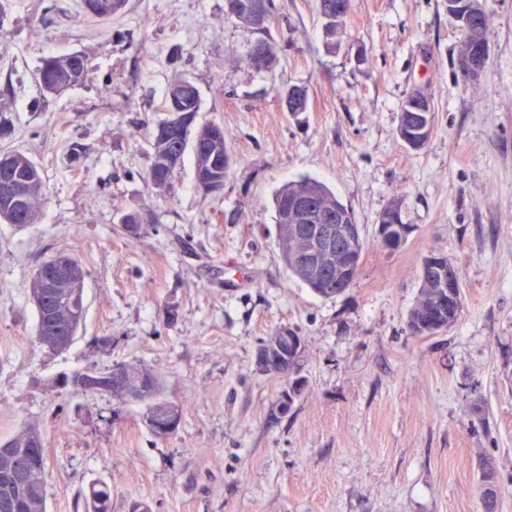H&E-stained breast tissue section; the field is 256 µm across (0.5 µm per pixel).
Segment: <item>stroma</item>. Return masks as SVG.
<instances>
[{"instance_id": "obj_1", "label": "stroma", "mask_w": 512, "mask_h": 512, "mask_svg": "<svg viewBox=\"0 0 512 512\" xmlns=\"http://www.w3.org/2000/svg\"><path fill=\"white\" fill-rule=\"evenodd\" d=\"M275 6L277 62L258 71L259 35L224 0H126L104 21L80 0H9L0 151L41 167L44 196L34 224L0 222V436L39 427L48 512H85L96 481L112 512H482L486 462L512 512V0H487L490 58L470 82L455 75L448 0H351L334 49L317 0ZM73 52L87 78L44 91V60ZM179 78L199 90L196 125H222L237 160L221 193L198 189L189 155L168 192L146 180ZM294 85L307 111L282 110ZM415 88L436 112L419 151L397 134ZM304 177L366 240L354 284L329 299L291 278L275 245L272 195ZM395 202L411 231L391 253L377 221ZM135 210L149 226L136 240L119 227ZM59 253L84 268L86 316L50 355L28 285ZM429 255L459 268L462 310L416 336L407 313ZM284 329L303 341L305 387L280 416L289 383L258 372L255 354ZM116 362L147 364L183 404L174 436L151 435L146 403L59 383Z\"/></svg>"}]
</instances>
